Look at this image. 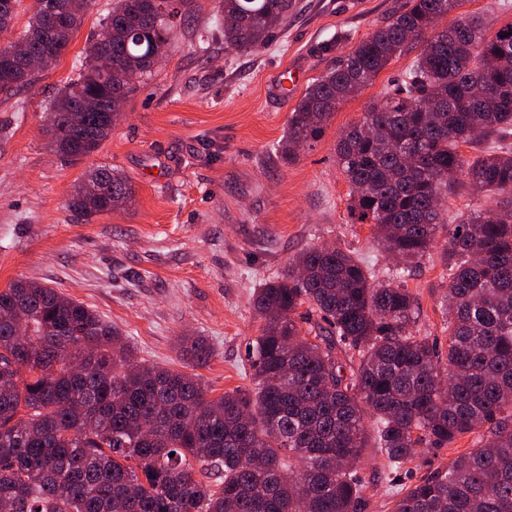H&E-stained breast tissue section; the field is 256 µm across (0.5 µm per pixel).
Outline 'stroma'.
I'll return each mask as SVG.
<instances>
[{
  "mask_svg": "<svg viewBox=\"0 0 512 512\" xmlns=\"http://www.w3.org/2000/svg\"><path fill=\"white\" fill-rule=\"evenodd\" d=\"M114 2L94 0L55 65L15 95H0V289L18 278L57 289L112 323L139 361L199 372L214 397L254 392L247 351L264 325L254 310L257 288L323 244L362 260L377 283L396 264L369 225L349 215L336 143L402 78L418 50L393 58L371 85L338 104L321 137L290 160L276 145L294 103L276 93L274 77L293 64L315 81L389 22L402 0H294L287 26L249 53L225 49L214 0H179L172 50L152 76L138 79L99 150L71 163L52 150L46 113ZM502 2L462 0L436 28L478 14L497 31L512 22V6ZM100 165L128 178L134 200L85 224L69 204L85 173ZM406 286L420 307L416 331L447 354L448 277L438 249ZM184 336L207 340V366L193 368L179 346ZM472 445L463 437L420 449L398 473L367 448L359 469L365 512H392L397 493Z\"/></svg>",
  "mask_w": 512,
  "mask_h": 512,
  "instance_id": "obj_1",
  "label": "stroma"
}]
</instances>
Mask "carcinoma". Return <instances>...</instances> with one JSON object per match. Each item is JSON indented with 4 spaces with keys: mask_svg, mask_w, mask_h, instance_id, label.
Listing matches in <instances>:
<instances>
[{
    "mask_svg": "<svg viewBox=\"0 0 512 512\" xmlns=\"http://www.w3.org/2000/svg\"><path fill=\"white\" fill-rule=\"evenodd\" d=\"M173 0H115L102 26L112 38L85 47L78 76L47 113L53 149L66 160L94 154L112 131L135 80L170 46ZM293 0H217L224 46L264 45L288 24ZM92 0H33L19 39L67 48ZM461 0H402L375 29L310 84L291 110L277 150L312 144L336 105L372 83L419 35L421 51L338 141L348 209L402 260L374 284L361 261L333 245L304 250L287 273L257 289L265 325L252 344L256 390L216 398L197 374L138 362L95 310L25 279L0 290V512H364L357 467L368 442L398 471L417 449L463 435L473 448L432 471L393 512H512V23L488 34L472 16L434 33ZM20 0H0V35ZM112 59L101 72L97 61ZM23 66L0 71L6 95L30 83ZM94 96L99 112L82 111ZM493 139L473 159L462 144ZM495 206L444 223L457 176ZM70 208L85 224L130 202L112 167L87 176ZM447 232L441 258L448 354L413 327L406 277ZM304 312H299V309ZM321 324L301 335L298 322ZM357 353L342 375L336 345ZM195 367L206 339L183 338ZM373 419L369 437L366 418Z\"/></svg>",
    "mask_w": 512,
    "mask_h": 512,
    "instance_id": "carcinoma-1",
    "label": "carcinoma"
}]
</instances>
